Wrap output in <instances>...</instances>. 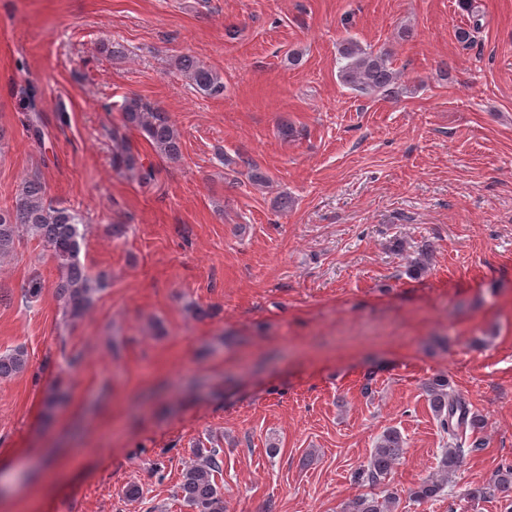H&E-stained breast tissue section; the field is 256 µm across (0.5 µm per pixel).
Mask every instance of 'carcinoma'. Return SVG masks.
Listing matches in <instances>:
<instances>
[{
  "instance_id": "1",
  "label": "carcinoma",
  "mask_w": 512,
  "mask_h": 512,
  "mask_svg": "<svg viewBox=\"0 0 512 512\" xmlns=\"http://www.w3.org/2000/svg\"><path fill=\"white\" fill-rule=\"evenodd\" d=\"M338 53L345 60L340 68V79L344 84L365 95L394 92L397 73L390 66L389 53L375 52L351 37L339 44ZM175 66L188 76L198 92L209 97L224 95L222 77L196 57L180 55L175 59ZM25 102L32 113V132L41 139L45 132L35 86L26 89ZM119 110L124 126L138 131L161 155L171 161L181 157L180 132L166 113L138 95L124 97ZM112 140L115 142V164L139 184H151L156 175L153 165L144 164L132 144L115 131ZM86 229V220L81 213L48 202L45 186L38 177L24 182L11 207L0 208V257L13 252L15 240L23 230L40 239L60 268L56 291L63 301V315L71 322L86 314L101 290V280L87 272L79 260ZM27 365V353L21 348L0 353V380L23 372ZM448 386V378L444 375L429 379L424 386L440 431L448 436V448L439 460L443 475L455 471L472 449L481 447V444L469 441L467 433L474 434L485 428L483 416L473 411L463 397L448 392ZM403 448L405 441L400 431L392 427L385 429L358 478L372 486L383 485L392 466L403 454ZM217 474H221L217 451L197 447L194 460L183 471L178 486L184 503L195 512H224V491L215 479ZM509 489H512V466L497 471L493 481L472 489L470 496L474 500H483ZM442 490L441 481L426 479L411 490V497L417 502L433 500ZM396 504L397 498L383 489L354 496L345 503L343 512H394Z\"/></svg>"
}]
</instances>
